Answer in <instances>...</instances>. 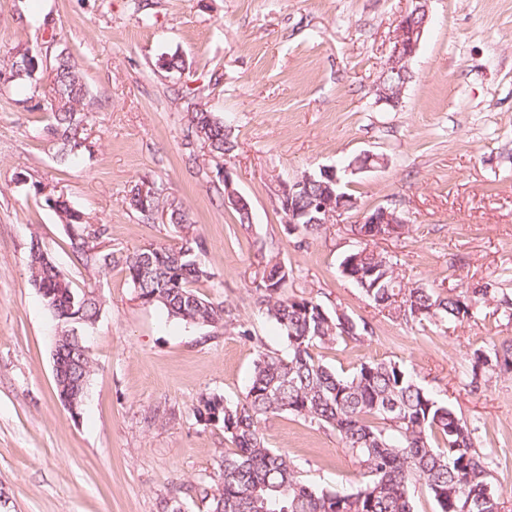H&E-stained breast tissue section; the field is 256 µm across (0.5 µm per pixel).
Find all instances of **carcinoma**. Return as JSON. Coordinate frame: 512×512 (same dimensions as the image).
Here are the masks:
<instances>
[{"label": "carcinoma", "instance_id": "cac0c4a2", "mask_svg": "<svg viewBox=\"0 0 512 512\" xmlns=\"http://www.w3.org/2000/svg\"><path fill=\"white\" fill-rule=\"evenodd\" d=\"M42 64L41 50L15 47L0 56V79L27 82ZM51 71L58 95L51 107L52 121L42 129L61 147V159L90 154L86 125L95 102L73 55L62 49ZM187 131L200 136L209 154L222 157L224 121L203 109L188 112ZM46 202L56 212L71 251L86 266L108 269L111 254L95 250L85 240L88 221L61 198ZM129 205L143 219L145 209L168 211L169 223L179 229L180 245L151 244L128 254L125 269L131 286L144 304L162 306L186 324H219L231 318L221 302L200 294L196 285L214 273L200 259L204 239L184 206L170 207L157 194L142 204L138 186L129 190ZM351 273L376 274L357 286L376 308L407 321L442 323L463 321L494 304L512 318V299L492 282L479 288L448 289L408 286L393 259L367 246ZM31 281L45 306L68 326L81 330L99 317L102 300L92 292H78L71 281L44 256L36 243L28 254ZM288 268L270 257L261 276L252 281L265 314L288 341V353L259 352L244 398L235 405L203 397L196 407L199 421L222 420L234 447L217 463L218 481L202 490L208 512H414L412 488L422 485L436 512H501L504 499L488 482L483 457L473 446L472 430L454 406L436 398L401 360L363 362L349 374L323 363L316 349L357 340L367 324L356 323L346 312L329 313L321 304L288 295ZM76 337L53 343V360L62 372L60 383L90 382L94 366L77 362ZM473 387L493 375L512 372V344L493 343L472 351ZM396 405L391 413L387 406ZM288 413L310 424L336 432L343 448L363 469L365 481L351 493L300 481L286 454L265 446L261 421Z\"/></svg>", "mask_w": 512, "mask_h": 512}]
</instances>
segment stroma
<instances>
[{"label": "stroma", "mask_w": 512, "mask_h": 512, "mask_svg": "<svg viewBox=\"0 0 512 512\" xmlns=\"http://www.w3.org/2000/svg\"><path fill=\"white\" fill-rule=\"evenodd\" d=\"M412 0H0V47L68 48L99 103L88 128L93 156L60 164L41 134L51 120L46 80L0 81V488L11 512H156L178 492L186 512H207L193 490L213 481L231 441L222 422L197 420L201 398L244 396L258 352L288 342L262 314L251 283L262 257L292 272L288 291L367 323L360 340L322 349L350 372L399 359L473 429L490 485L512 501V372L469 384L473 349L512 338V320L485 309L445 326L375 308L340 263L355 241L349 212L315 235L288 233L277 180L374 154L383 163L349 178L361 207L398 208L409 228L375 248L407 280L444 293L495 281L512 297V0H429L430 22L397 107L373 87ZM184 73L160 67L171 55ZM213 112L237 147L216 161L186 144L188 110ZM224 164L251 203V223L219 205L208 173ZM153 181L179 199L206 241L212 281L199 293L233 312L226 325L169 318L138 299L126 255L176 239L143 222L131 187ZM64 195L92 224L111 268L72 253L46 193ZM104 303L83 336L95 374L79 418L54 380L55 321L32 286L31 240ZM307 483L344 490L362 480L335 431L291 415L261 423Z\"/></svg>", "instance_id": "obj_1"}]
</instances>
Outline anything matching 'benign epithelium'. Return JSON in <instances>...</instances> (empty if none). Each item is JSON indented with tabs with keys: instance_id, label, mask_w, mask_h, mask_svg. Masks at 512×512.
I'll return each instance as SVG.
<instances>
[{
	"instance_id": "7a95c632",
	"label": "benign epithelium",
	"mask_w": 512,
	"mask_h": 512,
	"mask_svg": "<svg viewBox=\"0 0 512 512\" xmlns=\"http://www.w3.org/2000/svg\"><path fill=\"white\" fill-rule=\"evenodd\" d=\"M415 7L410 13L399 17L395 27L393 47L385 69L394 70L402 75L412 74L410 63L415 56L429 23L428 0H413ZM384 159L366 155L352 161L348 166L323 167L317 172H306L294 181L279 182L274 187L279 210L286 213L285 223L293 224H330L332 219L347 212L360 209L358 199L347 193L345 176L349 173L368 170ZM218 178L224 181V205L242 214H251L249 200L233 188L232 179L227 170L217 168ZM321 183L323 194L310 195V187L316 178ZM406 220L398 209L379 206L361 213L352 225L351 236L367 241L372 238L399 237L404 232Z\"/></svg>"
}]
</instances>
